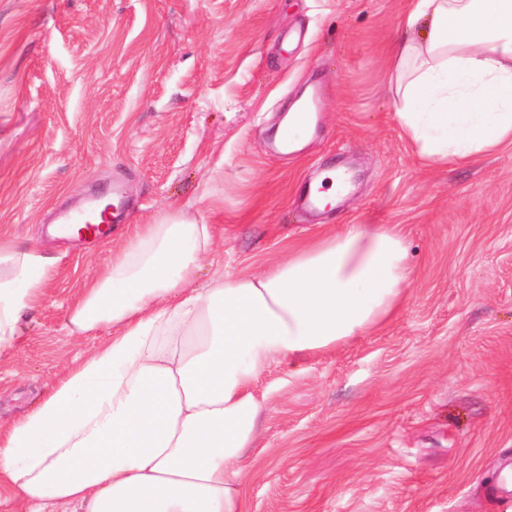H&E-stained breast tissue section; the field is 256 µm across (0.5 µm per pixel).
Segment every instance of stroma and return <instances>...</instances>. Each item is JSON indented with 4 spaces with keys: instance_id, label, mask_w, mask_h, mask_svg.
Listing matches in <instances>:
<instances>
[{
    "instance_id": "35a3bbf8",
    "label": "stroma",
    "mask_w": 512,
    "mask_h": 512,
    "mask_svg": "<svg viewBox=\"0 0 512 512\" xmlns=\"http://www.w3.org/2000/svg\"><path fill=\"white\" fill-rule=\"evenodd\" d=\"M408 3L0 0V238L55 261L0 355L1 427L107 337L65 323L119 241L48 233L90 193L122 184L119 232L173 201L211 225L202 286L349 224H396L412 274L393 315L252 382L242 512H512V149L416 157L389 89ZM317 84L315 138L272 155L278 118ZM346 163L348 199L309 219L299 186Z\"/></svg>"
}]
</instances>
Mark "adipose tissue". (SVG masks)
<instances>
[{"label": "adipose tissue", "mask_w": 512, "mask_h": 512, "mask_svg": "<svg viewBox=\"0 0 512 512\" xmlns=\"http://www.w3.org/2000/svg\"><path fill=\"white\" fill-rule=\"evenodd\" d=\"M391 83L426 164L512 148V0H410ZM211 244L209 225L170 204L86 288L67 329L110 334L0 435V506L241 512L235 467L260 435L257 374L366 335L411 275L394 224H353L202 287ZM52 276V259L0 239V351Z\"/></svg>", "instance_id": "obj_1"}]
</instances>
